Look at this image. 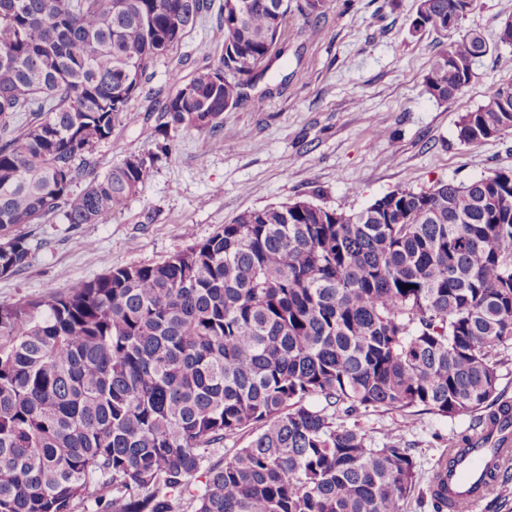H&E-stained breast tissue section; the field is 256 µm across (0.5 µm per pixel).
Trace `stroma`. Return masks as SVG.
Returning a JSON list of instances; mask_svg holds the SVG:
<instances>
[{"instance_id":"stroma-1","label":"stroma","mask_w":512,"mask_h":512,"mask_svg":"<svg viewBox=\"0 0 512 512\" xmlns=\"http://www.w3.org/2000/svg\"><path fill=\"white\" fill-rule=\"evenodd\" d=\"M416 6L417 0H332L316 21L291 10L280 56L247 90L263 97V109L226 110L215 135L171 134L154 178L100 223L75 227L56 217L24 225L39 246L25 269L0 277V302L164 261L247 210L308 199L357 211L398 188L421 191L440 180L467 183L512 169V133L469 145L457 138L461 116L482 105L494 86L512 81V69L502 63L512 48L497 38L501 22L512 17V0H474L459 31L479 33L489 51L470 83L445 103L425 93L423 79L450 38L432 31L411 36ZM313 24L318 33L306 39ZM223 46L216 16L208 14L154 61L128 111L145 113L188 83L198 66L217 64ZM149 138L143 124L116 127L93 148L98 173L147 151ZM86 240L94 249L83 248ZM472 422L469 415L372 410L344 420L374 443L395 433L410 447L419 486L405 512H434L429 476L449 443L470 434Z\"/></svg>"}]
</instances>
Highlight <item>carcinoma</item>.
Returning <instances> with one entry per match:
<instances>
[{
	"label": "carcinoma",
	"mask_w": 512,
	"mask_h": 512,
	"mask_svg": "<svg viewBox=\"0 0 512 512\" xmlns=\"http://www.w3.org/2000/svg\"><path fill=\"white\" fill-rule=\"evenodd\" d=\"M224 52L157 109L154 134H216L268 69L290 0H249ZM474 0H418L413 35L458 30ZM212 0H0V276L28 265L19 231L48 215L95 224L150 182L168 144L104 175L92 148L120 125L151 64ZM488 46L449 43L423 80L438 102ZM512 132V82L461 116L465 144ZM89 179L79 193L72 186ZM512 348V169L398 188L358 212L307 200L247 210L155 264L66 292L0 302V512H183L177 494L210 447L193 512H403L419 482L400 437L336 423L360 410L484 427ZM324 401L320 408L308 400Z\"/></svg>",
	"instance_id": "cac0c4a2"
}]
</instances>
